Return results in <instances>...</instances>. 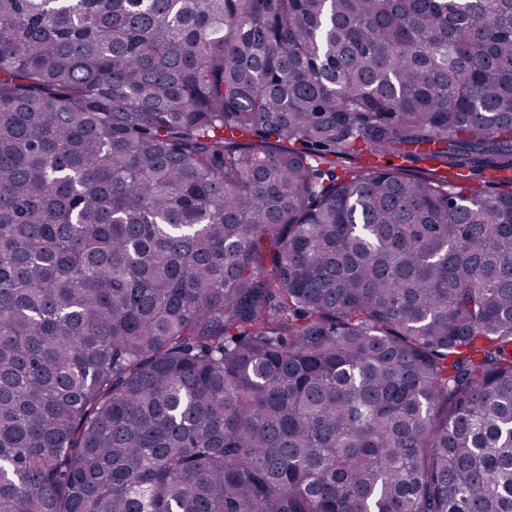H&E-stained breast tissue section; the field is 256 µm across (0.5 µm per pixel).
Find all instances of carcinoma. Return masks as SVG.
I'll use <instances>...</instances> for the list:
<instances>
[{
  "label": "carcinoma",
  "mask_w": 512,
  "mask_h": 512,
  "mask_svg": "<svg viewBox=\"0 0 512 512\" xmlns=\"http://www.w3.org/2000/svg\"><path fill=\"white\" fill-rule=\"evenodd\" d=\"M0 512H512V0H0Z\"/></svg>",
  "instance_id": "obj_1"
}]
</instances>
